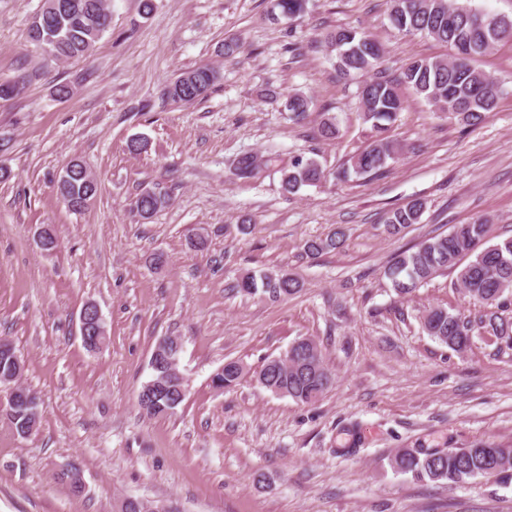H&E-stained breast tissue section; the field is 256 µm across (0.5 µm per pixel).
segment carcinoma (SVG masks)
I'll return each instance as SVG.
<instances>
[{"label":"carcinoma","instance_id":"cac0c4a2","mask_svg":"<svg viewBox=\"0 0 512 512\" xmlns=\"http://www.w3.org/2000/svg\"><path fill=\"white\" fill-rule=\"evenodd\" d=\"M309 0H276L280 14L294 20L307 11ZM390 24L405 34H425L448 47V55L416 60L407 65L399 77L390 80L376 70L382 57L380 46L363 32L341 28L328 35V43L336 50L337 68L346 79H359L362 120L371 124V142L350 161V169L342 171L357 176H374L395 158L400 150L392 138L391 129L404 100L399 86L404 84L434 107L446 112L466 127L477 126L496 110L504 95L500 80L479 66L503 41H512V18L492 14L469 3L452 0H389ZM112 15L106 0H43L40 11L29 27L30 41L39 47L49 46L54 59L69 61L90 55L95 43L108 31ZM218 79L207 67L180 73L166 88L175 102L192 104L208 96ZM309 100L300 93L288 94V112L297 119L305 118ZM282 187L295 193L302 187L317 185L325 174L315 159L297 157L280 169ZM99 185L88 181L84 168L72 164L69 181L58 189V195L68 210L78 213L88 196L95 197ZM169 202L168 196L139 195L135 209L139 215L158 212ZM424 203L412 199L386 213L385 231L398 235L420 223ZM488 225L483 220L455 224L445 235L430 237L416 249L398 253L385 268L398 296L405 298L421 284L442 271L457 270L456 284L470 301L481 307L479 314L469 318L445 308L435 307L421 318L428 336L457 353L471 346L469 336L484 330L497 351L512 350V319L501 311L512 303V237L485 245ZM345 236L338 226L325 238L310 239L304 253L315 257L338 249ZM231 290L238 294L262 292L274 300L292 297L301 291L297 278L288 273H265L259 277L246 274L238 278ZM299 347L280 357L266 360L257 372V382L267 390L307 405L317 401L332 386L333 376L320 346L310 338L298 340ZM180 351L156 347L151 355L154 371L151 383L138 393L140 409L149 417L165 416L184 401L183 384L173 371L170 361ZM21 358L7 339H0V374L12 371L11 358ZM244 368L241 362L229 360L214 375L212 383L218 390L236 386ZM29 408L18 406L8 422L18 435L34 428L39 417L28 416ZM499 466L496 476L502 481L512 478V447L490 450L478 442L471 448L448 451H422L403 448L390 458L391 468L409 474L418 481L464 484L475 477L488 476L490 458Z\"/></svg>","mask_w":512,"mask_h":512}]
</instances>
